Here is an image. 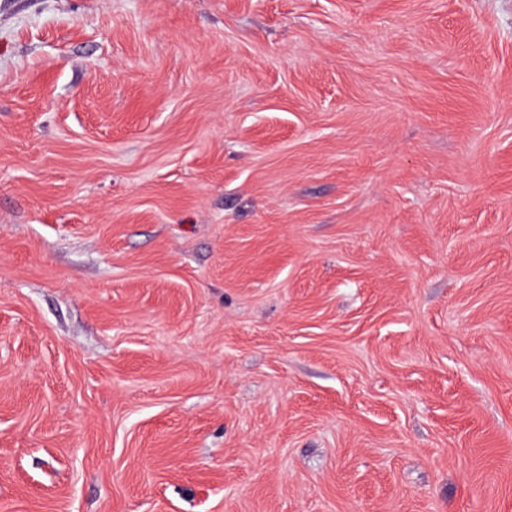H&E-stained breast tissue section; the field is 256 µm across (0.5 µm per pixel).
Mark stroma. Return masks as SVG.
<instances>
[{
	"mask_svg": "<svg viewBox=\"0 0 512 512\" xmlns=\"http://www.w3.org/2000/svg\"><path fill=\"white\" fill-rule=\"evenodd\" d=\"M0 512H512V0H0Z\"/></svg>",
	"mask_w": 512,
	"mask_h": 512,
	"instance_id": "35a3bbf8",
	"label": "stroma"
}]
</instances>
